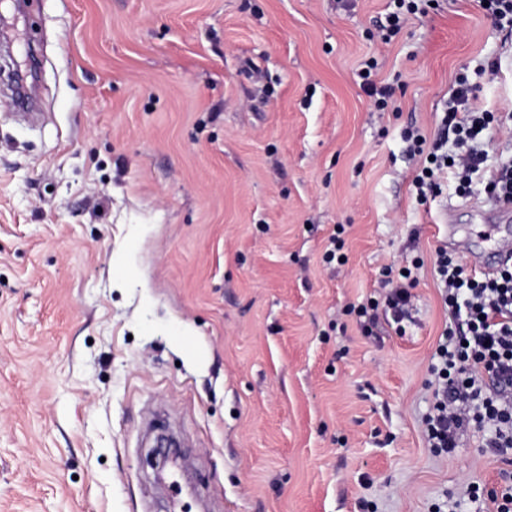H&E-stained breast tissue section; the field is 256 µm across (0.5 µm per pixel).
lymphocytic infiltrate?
Returning <instances> with one entry per match:
<instances>
[{
    "mask_svg": "<svg viewBox=\"0 0 512 512\" xmlns=\"http://www.w3.org/2000/svg\"><path fill=\"white\" fill-rule=\"evenodd\" d=\"M472 98V85L459 77L441 118L443 134L452 136L456 146L453 154L428 144L418 130L408 132L411 154L431 155L413 179L420 202L439 192L445 170H454L464 189L482 164L484 154L476 144L495 116L473 107ZM435 271L449 325L430 368L434 404L425 419L427 441L450 452L459 432L472 426L488 432L489 447L512 453V267L479 278L441 249Z\"/></svg>",
    "mask_w": 512,
    "mask_h": 512,
    "instance_id": "obj_1",
    "label": "lymphocytic infiltrate"
}]
</instances>
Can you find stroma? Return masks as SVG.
Instances as JSON below:
<instances>
[{
  "label": "stroma",
  "mask_w": 512,
  "mask_h": 512,
  "mask_svg": "<svg viewBox=\"0 0 512 512\" xmlns=\"http://www.w3.org/2000/svg\"><path fill=\"white\" fill-rule=\"evenodd\" d=\"M35 0L0 44V512H436L500 485L430 448L438 249L482 256L512 160V35L438 0ZM396 88L379 111L357 72ZM501 120L420 204L459 75ZM449 223H442V216ZM345 263H325L332 234ZM421 258L401 322L383 268ZM158 418L181 444L162 467ZM392 4L394 5V10L390 12L388 15V26L381 31H386V33H382L379 35V38L384 42L388 43L391 41L392 37L398 35L404 24L408 20V16L411 14H416L417 11H421L419 9V5L417 2H426L433 3L435 1L430 0H392ZM485 191L490 199H505L495 202L494 207L498 212H512V166H503L497 175L489 176L485 185ZM511 201V202H510Z\"/></svg>",
  "instance_id": "stroma-1"
}]
</instances>
